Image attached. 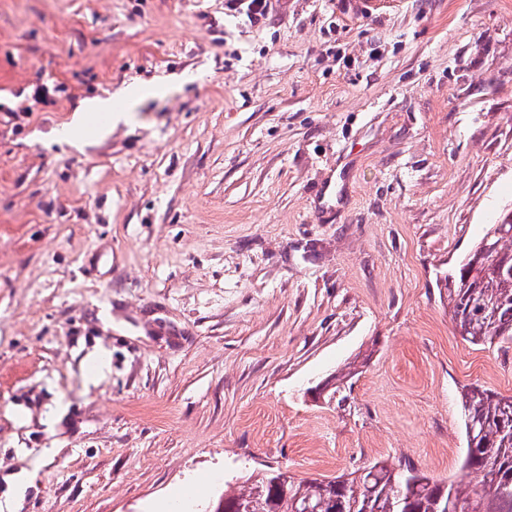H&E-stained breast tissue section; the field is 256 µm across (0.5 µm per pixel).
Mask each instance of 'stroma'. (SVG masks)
Instances as JSON below:
<instances>
[{"label":"stroma","mask_w":512,"mask_h":512,"mask_svg":"<svg viewBox=\"0 0 512 512\" xmlns=\"http://www.w3.org/2000/svg\"><path fill=\"white\" fill-rule=\"evenodd\" d=\"M108 95L128 122L55 141ZM511 208L512 0H0V494L459 476L512 342L462 341L443 279ZM112 110V100H102L99 98H94L91 100H87L85 104L81 107L79 113H75L72 122L69 126H66L64 133L61 131H57L55 137L60 142L68 143V144H76L78 142L77 137L75 136L74 131H76L83 123V121L87 118L83 113L87 112H106ZM105 114V119L109 120L110 114ZM62 134V136H60ZM4 479L13 491L4 495L3 504L0 502V509L4 508L7 512H19L22 508L23 493L31 482V474L26 470H22L5 476Z\"/></svg>","instance_id":"obj_1"}]
</instances>
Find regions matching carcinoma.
I'll use <instances>...</instances> for the list:
<instances>
[{"label":"carcinoma","instance_id":"obj_1","mask_svg":"<svg viewBox=\"0 0 512 512\" xmlns=\"http://www.w3.org/2000/svg\"><path fill=\"white\" fill-rule=\"evenodd\" d=\"M512 259V225H490L488 232L445 278L448 311L455 332L474 346L512 341V273L496 257ZM466 454L462 476L436 480L408 461L394 467L375 460L330 480L300 479L279 484L280 469L249 475L240 493L219 496L226 504L243 502L246 512H512V396L479 384L461 390ZM476 475L481 491L465 479Z\"/></svg>","mask_w":512,"mask_h":512}]
</instances>
